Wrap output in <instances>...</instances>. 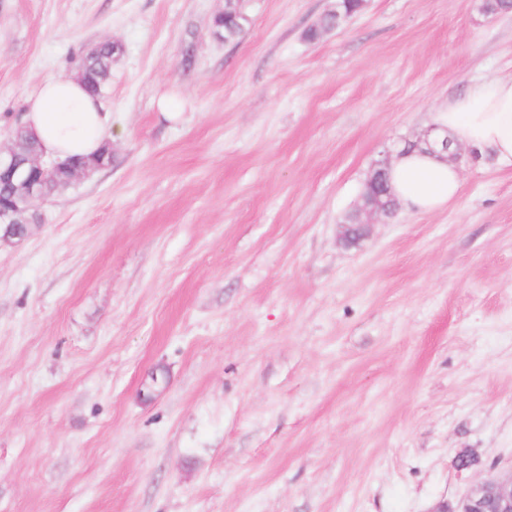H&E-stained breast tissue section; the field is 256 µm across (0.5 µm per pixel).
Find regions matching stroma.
Returning <instances> with one entry per match:
<instances>
[{"mask_svg":"<svg viewBox=\"0 0 512 512\" xmlns=\"http://www.w3.org/2000/svg\"><path fill=\"white\" fill-rule=\"evenodd\" d=\"M483 0H0V146L101 40L112 162L0 241V512H432L512 470V170L344 219L512 76ZM472 450L480 466L456 470ZM245 18L238 11L223 12L214 19V27L217 34L224 39H233L238 36L243 29Z\"/></svg>","mask_w":512,"mask_h":512,"instance_id":"obj_1","label":"stroma"}]
</instances>
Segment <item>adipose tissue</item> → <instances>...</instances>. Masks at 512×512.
I'll return each instance as SVG.
<instances>
[{
	"mask_svg": "<svg viewBox=\"0 0 512 512\" xmlns=\"http://www.w3.org/2000/svg\"><path fill=\"white\" fill-rule=\"evenodd\" d=\"M435 123L454 145H464L502 169H512V78L473 84L440 103ZM22 125L45 157L68 161L95 156L112 139V115L80 79L52 76L26 101ZM461 171L447 154L416 148L397 155L388 183L400 206L430 212L453 200Z\"/></svg>",
	"mask_w": 512,
	"mask_h": 512,
	"instance_id": "obj_1",
	"label": "adipose tissue"
}]
</instances>
